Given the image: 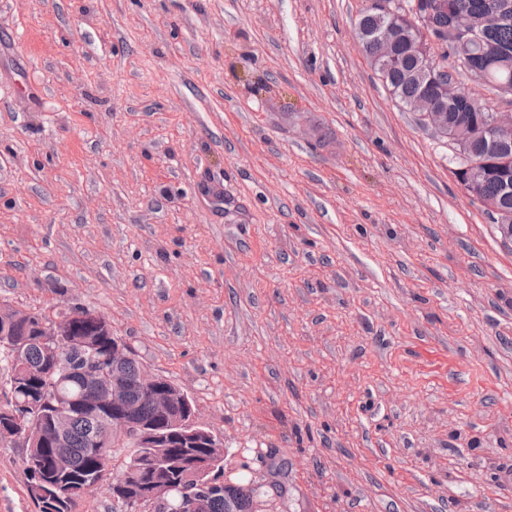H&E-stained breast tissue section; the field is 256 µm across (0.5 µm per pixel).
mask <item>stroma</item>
<instances>
[{
    "label": "stroma",
    "mask_w": 512,
    "mask_h": 512,
    "mask_svg": "<svg viewBox=\"0 0 512 512\" xmlns=\"http://www.w3.org/2000/svg\"><path fill=\"white\" fill-rule=\"evenodd\" d=\"M373 0H0V303L96 308L260 512H512V248ZM0 443V512H36Z\"/></svg>",
    "instance_id": "35a3bbf8"
}]
</instances>
